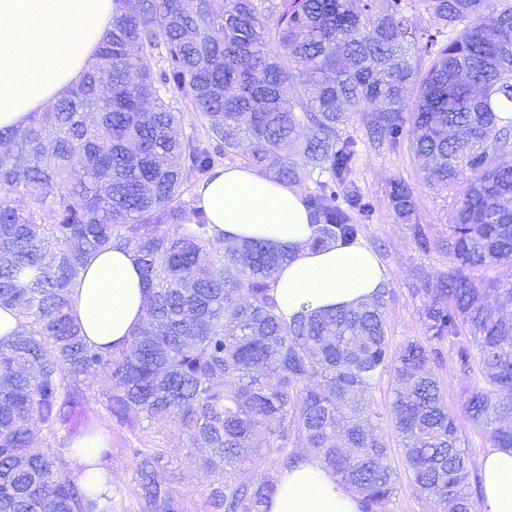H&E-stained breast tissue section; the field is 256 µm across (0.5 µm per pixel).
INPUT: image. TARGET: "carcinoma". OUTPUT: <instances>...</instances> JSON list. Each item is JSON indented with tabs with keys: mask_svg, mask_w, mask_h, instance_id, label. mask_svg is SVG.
<instances>
[{
	"mask_svg": "<svg viewBox=\"0 0 512 512\" xmlns=\"http://www.w3.org/2000/svg\"><path fill=\"white\" fill-rule=\"evenodd\" d=\"M434 21L463 28L435 51L423 77L407 57L413 28L401 0H113L112 28L81 82L27 125L0 130V307L18 326L0 339V512H112V498L58 467L42 433H93L91 399L132 431L148 421L190 438L214 476L213 512H266L278 481L237 479L261 457L257 435L300 460L288 441L381 512L396 490L399 455L414 486L450 512H474L460 418L512 448V5L424 0ZM183 101L203 133L179 132ZM409 115H404V110ZM359 120L409 149L427 183L458 188L448 239L410 225L419 250L448 254L421 272L425 336L395 346L387 291L369 304L286 320L272 293L293 250L215 233L185 182L250 142L244 164L285 184L301 155L329 180L310 199L317 251L352 244L336 188L362 213L350 175L356 142L336 132ZM28 196L19 208L13 195ZM393 209L412 214L411 188L391 185ZM122 247L141 266L146 320L110 348L86 342L71 289L88 259ZM472 380L458 408L445 400L441 347ZM389 374L390 432L373 422L370 391ZM142 512H183L141 448Z\"/></svg>",
	"mask_w": 512,
	"mask_h": 512,
	"instance_id": "carcinoma-1",
	"label": "carcinoma"
}]
</instances>
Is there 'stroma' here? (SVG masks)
<instances>
[{
	"label": "stroma",
	"mask_w": 512,
	"mask_h": 512,
	"mask_svg": "<svg viewBox=\"0 0 512 512\" xmlns=\"http://www.w3.org/2000/svg\"><path fill=\"white\" fill-rule=\"evenodd\" d=\"M339 136L357 143L352 179L370 212L364 216L352 208L348 214L352 223L363 225V240L378 254L388 271L387 286L391 296L384 315L388 334L394 344L399 345L424 334L420 319L423 299L412 293L415 271L421 268L434 275L448 268L446 254L435 251L425 254L418 250L409 226L424 225L433 238L446 239L455 192L429 186L422 180L407 143H400L393 150L385 145H373L357 121L340 129ZM396 180L404 181L413 191L415 209L407 221L395 214L389 199L390 184ZM109 439L112 443V458L108 462L112 476L109 487L112 512H140L137 461L132 454L136 448L161 454L171 487L183 501L184 512H206L213 479L196 465L187 435L175 429L160 435L150 429L131 432L114 425L110 428Z\"/></svg>",
	"instance_id": "stroma-1"
}]
</instances>
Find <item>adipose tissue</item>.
I'll list each match as a JSON object with an SVG mask.
<instances>
[{
    "label": "adipose tissue",
    "instance_id": "ef3b65f1",
    "mask_svg": "<svg viewBox=\"0 0 512 512\" xmlns=\"http://www.w3.org/2000/svg\"><path fill=\"white\" fill-rule=\"evenodd\" d=\"M112 21V0H0V128L26 123L76 86ZM197 204L227 240L261 238L293 247L273 295L285 317L311 309L371 301L387 271L364 242L312 251L311 217L302 192L252 168L215 169L195 188ZM74 313L88 343L108 347L130 336L146 316L142 274L134 255H93L73 293ZM106 426L72 442L80 481L98 486ZM485 512H512V448L488 449L480 462ZM267 512H360L357 495L331 472L302 459L280 476Z\"/></svg>",
    "mask_w": 512,
    "mask_h": 512
}]
</instances>
